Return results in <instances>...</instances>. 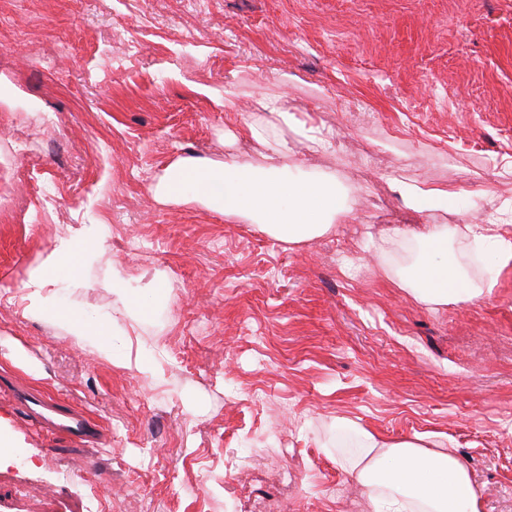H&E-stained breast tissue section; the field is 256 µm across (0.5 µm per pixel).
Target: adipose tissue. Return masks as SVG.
Segmentation results:
<instances>
[{"label":"adipose tissue","instance_id":"1","mask_svg":"<svg viewBox=\"0 0 512 512\" xmlns=\"http://www.w3.org/2000/svg\"><path fill=\"white\" fill-rule=\"evenodd\" d=\"M245 137L266 146L258 163L185 158L159 177L151 192L166 202L203 203L223 212L226 222L256 225L285 244L329 233L346 212L335 183L283 178L296 149L285 137L273 136L271 126L249 124ZM392 234L424 247L397 273L418 302L436 307L486 295V288L468 281L449 260L451 225L430 224L412 233L396 228ZM92 236V229H78L46 254L29 277L26 311L34 317L53 314L76 340L96 344L107 355L108 329L90 328L70 311L52 307L58 278L78 272L85 255L82 244ZM341 467L364 488L372 512H481L465 462L453 451L425 448L420 436L391 442L363 434L360 455L342 460Z\"/></svg>","mask_w":512,"mask_h":512}]
</instances>
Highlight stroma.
I'll list each match as a JSON object with an SVG mask.
<instances>
[{"instance_id": "stroma-1", "label": "stroma", "mask_w": 512, "mask_h": 512, "mask_svg": "<svg viewBox=\"0 0 512 512\" xmlns=\"http://www.w3.org/2000/svg\"><path fill=\"white\" fill-rule=\"evenodd\" d=\"M284 96L333 148L304 169L347 217L285 245L149 186L184 157L248 162L240 138ZM234 109H226L225 100ZM0 365L100 424L79 446L0 390V512H370L340 466L363 432L427 436L467 464L482 512H512V0H0ZM448 189L411 210L407 183ZM451 224L490 295L432 309L373 257L395 217ZM98 228L57 304L114 316L105 357L30 317L29 269ZM159 359L153 382L136 363ZM301 463L299 492L276 481Z\"/></svg>"}]
</instances>
